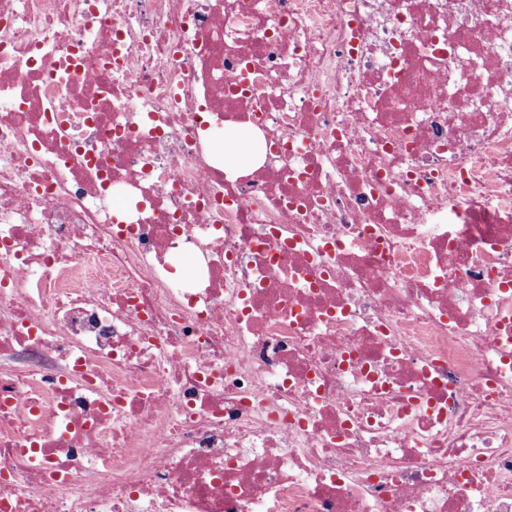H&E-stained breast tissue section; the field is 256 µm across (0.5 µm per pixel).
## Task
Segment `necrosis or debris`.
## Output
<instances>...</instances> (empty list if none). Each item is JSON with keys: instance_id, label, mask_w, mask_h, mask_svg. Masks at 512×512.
<instances>
[{"instance_id": "4bbe7bcc", "label": "necrosis or debris", "mask_w": 512, "mask_h": 512, "mask_svg": "<svg viewBox=\"0 0 512 512\" xmlns=\"http://www.w3.org/2000/svg\"><path fill=\"white\" fill-rule=\"evenodd\" d=\"M0 512H512V0H0ZM224 151V162L228 164L229 169L241 162H253L255 160L254 145L249 137L235 136L230 139H224L221 145Z\"/></svg>"}]
</instances>
